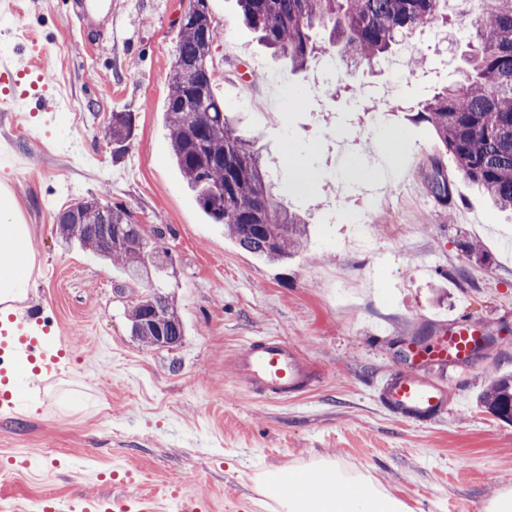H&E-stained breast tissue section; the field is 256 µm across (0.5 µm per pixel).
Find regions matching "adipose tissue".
Listing matches in <instances>:
<instances>
[{
	"mask_svg": "<svg viewBox=\"0 0 512 512\" xmlns=\"http://www.w3.org/2000/svg\"><path fill=\"white\" fill-rule=\"evenodd\" d=\"M34 255L27 225L16 217L8 196L0 195V299L25 297L31 285ZM258 496L282 512H415L370 473L329 458L307 467L269 471L255 481Z\"/></svg>",
	"mask_w": 512,
	"mask_h": 512,
	"instance_id": "1",
	"label": "adipose tissue"
}]
</instances>
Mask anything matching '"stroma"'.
Listing matches in <instances>:
<instances>
[{
    "label": "stroma",
    "mask_w": 512,
    "mask_h": 512,
    "mask_svg": "<svg viewBox=\"0 0 512 512\" xmlns=\"http://www.w3.org/2000/svg\"><path fill=\"white\" fill-rule=\"evenodd\" d=\"M71 0H0V50L16 71L0 89L43 91L55 111H0V189L30 229L35 255L27 311L53 321L64 356L46 385L22 383L0 408V512H31L46 496L83 493L161 499L169 486L204 498L210 512H274L254 477L331 457L370 472L416 512L483 508L512 489V425L477 403L512 374V213L463 179L421 105L470 71L473 46L458 16L440 26L447 46L410 39L415 70H293L243 21L238 0H209L219 27L216 94L237 131L266 161L273 192L309 225L285 262L241 249L205 219L171 159L164 106L189 0H112L104 35L83 40ZM261 81H243L244 64ZM135 116L115 144L112 114ZM353 178L341 192L339 145ZM309 185H302L300 173ZM448 181L440 204L430 183ZM106 195L130 209L172 265L152 280L80 247L64 248L56 217L76 198ZM366 212L365 225L337 212ZM481 249L472 259L463 245ZM168 295L185 325L182 343L149 347L130 333L139 294ZM487 324L493 343L464 367L430 369L448 388L439 421L421 428L376 398L415 336H438L453 318ZM279 336L310 365L313 389L285 403L247 393L235 359L253 339Z\"/></svg>",
    "instance_id": "35a3bbf8"
}]
</instances>
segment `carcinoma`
<instances>
[{"mask_svg":"<svg viewBox=\"0 0 512 512\" xmlns=\"http://www.w3.org/2000/svg\"><path fill=\"white\" fill-rule=\"evenodd\" d=\"M246 25L274 53L304 70L330 48L343 61L373 66L391 47L444 16L448 0H239ZM477 45L472 73L436 94L417 119L434 129L457 162L460 175L502 209L512 210V0H478L465 13ZM329 29L328 42L313 38ZM219 31L209 5L189 11L171 66L166 125L172 158L196 191L204 212L245 251L269 261H285L302 249L307 224L279 202L251 140L237 133L215 95V70L208 46ZM130 112L112 115V141L132 134ZM237 172L224 200L215 187ZM56 234L122 266L139 279L154 250L134 215L99 197L74 200L57 221ZM131 332L151 347L160 336L184 338L182 320L169 298L158 292L138 296L129 312ZM494 416L512 423V377L496 379L479 397Z\"/></svg>","mask_w":512,"mask_h":512,"instance_id":"cac0c4a2","label":"carcinoma"}]
</instances>
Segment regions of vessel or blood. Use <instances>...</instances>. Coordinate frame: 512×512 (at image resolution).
<instances>
[{
  "mask_svg": "<svg viewBox=\"0 0 512 512\" xmlns=\"http://www.w3.org/2000/svg\"><path fill=\"white\" fill-rule=\"evenodd\" d=\"M111 0H71L70 16L82 31L100 34L106 29L111 13ZM40 321L25 320L16 326L0 324V380L13 376L12 366L4 359L24 360L32 364L33 374L48 377L58 370L60 354L46 345ZM487 329L477 322L452 320L443 336L432 343L413 346L414 371H397L381 384V398L395 416L432 422L445 408L448 391L436 378L420 375L428 365L445 369L469 363L475 347L484 339ZM237 371L248 391L267 402H285L310 390L313 378L300 352L282 338L268 336L249 341L236 358ZM37 512H149L133 510L123 496L82 495L77 502L65 504L55 497L39 503Z\"/></svg>",
  "mask_w": 512,
  "mask_h": 512,
  "instance_id": "vessel-or-blood-1",
  "label": "vessel or blood"
}]
</instances>
